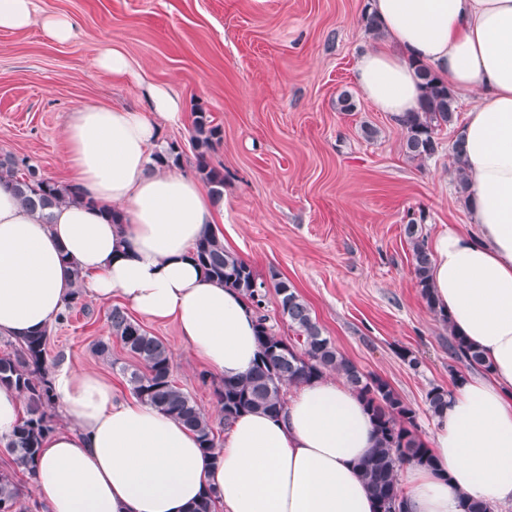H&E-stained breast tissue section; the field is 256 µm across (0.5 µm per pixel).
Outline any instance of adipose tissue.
I'll return each instance as SVG.
<instances>
[{
	"mask_svg": "<svg viewBox=\"0 0 512 512\" xmlns=\"http://www.w3.org/2000/svg\"><path fill=\"white\" fill-rule=\"evenodd\" d=\"M370 10L384 39L357 58L355 80L377 110H416L419 62L469 104V222L433 236L429 275L437 310L488 365L455 383L426 439L432 466L406 465L400 488L408 512H461L464 496L512 502V0H371ZM36 23L55 42L74 34L68 16L38 17L36 0H0V30ZM149 97L148 116L75 109L66 162L83 202L54 208L47 221L0 186V335L22 339L51 325L71 291V260L89 296L175 320L214 375L238 378L258 353L256 315L192 259L215 228L214 208L199 182L150 170L161 126H182L184 114L172 87H151ZM112 210L123 223H110ZM51 382L64 425L47 435L33 469L50 512H186L210 489L224 512H375L358 469L374 425L341 378L293 387L279 414L238 416L215 462L192 431L116 399L97 372L64 362Z\"/></svg>",
	"mask_w": 512,
	"mask_h": 512,
	"instance_id": "adipose-tissue-1",
	"label": "adipose tissue"
}]
</instances>
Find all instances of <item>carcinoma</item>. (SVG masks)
Returning a JSON list of instances; mask_svg holds the SVG:
<instances>
[{
    "instance_id": "obj_1",
    "label": "carcinoma",
    "mask_w": 512,
    "mask_h": 512,
    "mask_svg": "<svg viewBox=\"0 0 512 512\" xmlns=\"http://www.w3.org/2000/svg\"><path fill=\"white\" fill-rule=\"evenodd\" d=\"M423 94L419 108L397 120L403 134V148L408 159L423 162L439 152L438 131L454 124L456 99L448 84L429 66L416 65ZM221 128L211 115L194 113L189 146L195 157V172L219 199L224 195V168L210 162L211 153L221 141ZM454 162L459 193H464L466 175L462 136L448 146ZM185 156L182 144L171 141L152 154L153 167L178 168ZM0 182L12 186L16 197L27 208L47 213L63 203L81 198L78 188L42 175L27 159L12 155L0 157ZM412 244L414 284L429 310L437 312L429 269L431 254L425 244L422 225L412 220L405 226ZM193 259L210 279L243 295L254 308L258 321L259 352L242 379H223L214 389L218 420L204 413L186 390L179 387L172 374L169 351L164 342L132 319L121 307H114L108 318L111 336L93 343L95 353L112 357V339L137 361L120 366L132 394L174 418L193 431L203 452L215 459L223 448L217 426H226L243 413L260 411L278 414L287 402V390L297 384L335 374L342 378L363 400L370 411L377 432V446L359 465L360 473L376 504V512H406L399 486V471L407 463L431 464L426 442L418 433L416 411L383 377L364 373L342 354L324 331L309 304L286 278L273 272L262 278L245 259L224 247L217 232L210 231L198 240ZM67 271L73 291L65 300L56 323L67 321L84 301L81 269L69 262ZM275 296L281 317L293 335L282 336L270 324L266 307ZM448 351L451 358L470 369L486 368L482 352L463 336L450 332ZM49 330L35 332L24 340L3 341L0 355V387L16 390L25 400L24 415L5 445L15 469L33 471L45 436L54 428L51 410L55 408L49 369L53 362L47 348ZM448 389L432 386L426 394L431 416L447 404ZM218 498L207 491L187 512H216ZM0 512H28L13 475L0 472Z\"/></svg>"
}]
</instances>
